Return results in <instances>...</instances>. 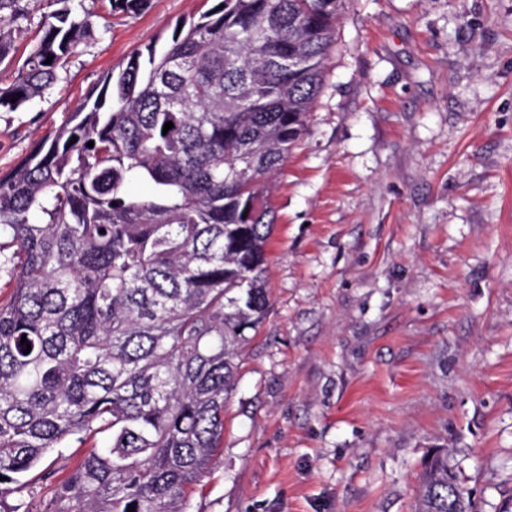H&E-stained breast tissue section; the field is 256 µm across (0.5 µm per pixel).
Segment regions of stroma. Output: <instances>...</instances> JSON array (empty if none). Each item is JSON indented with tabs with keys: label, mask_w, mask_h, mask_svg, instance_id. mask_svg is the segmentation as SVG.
<instances>
[{
	"label": "stroma",
	"mask_w": 512,
	"mask_h": 512,
	"mask_svg": "<svg viewBox=\"0 0 512 512\" xmlns=\"http://www.w3.org/2000/svg\"><path fill=\"white\" fill-rule=\"evenodd\" d=\"M95 27L0 111V174L203 0ZM268 201L272 307L190 512H412L451 448L480 512L512 498V0H341L308 134Z\"/></svg>",
	"instance_id": "1"
}]
</instances>
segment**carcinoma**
Instances as JSON below:
<instances>
[{
	"label": "carcinoma",
	"mask_w": 512,
	"mask_h": 512,
	"mask_svg": "<svg viewBox=\"0 0 512 512\" xmlns=\"http://www.w3.org/2000/svg\"><path fill=\"white\" fill-rule=\"evenodd\" d=\"M83 2L50 0L0 109L53 88L96 25ZM110 2L136 14L148 0ZM338 4L217 0L107 72L0 176V512H32L55 475L36 472L47 455L101 433L110 446L55 483L43 512H189L270 311L267 185L307 133ZM20 16L0 0V65ZM132 178L150 194H128ZM451 453L423 459L414 512H477Z\"/></svg>",
	"instance_id": "obj_1"
}]
</instances>
